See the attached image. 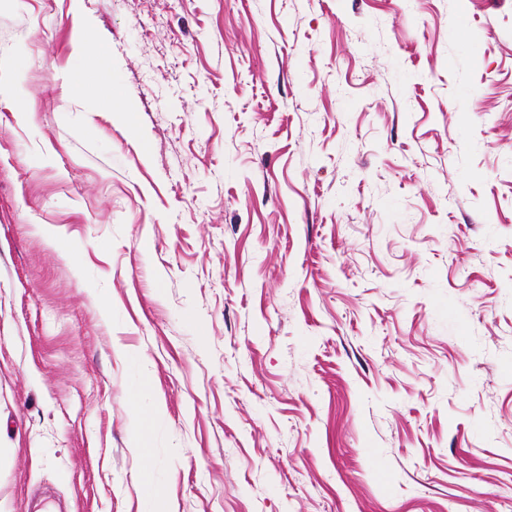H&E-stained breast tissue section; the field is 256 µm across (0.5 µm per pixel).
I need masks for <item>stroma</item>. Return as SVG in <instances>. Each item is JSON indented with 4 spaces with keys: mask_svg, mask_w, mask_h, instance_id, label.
Instances as JSON below:
<instances>
[{
    "mask_svg": "<svg viewBox=\"0 0 512 512\" xmlns=\"http://www.w3.org/2000/svg\"><path fill=\"white\" fill-rule=\"evenodd\" d=\"M0 512H512V0H0Z\"/></svg>",
    "mask_w": 512,
    "mask_h": 512,
    "instance_id": "1",
    "label": "stroma"
}]
</instances>
